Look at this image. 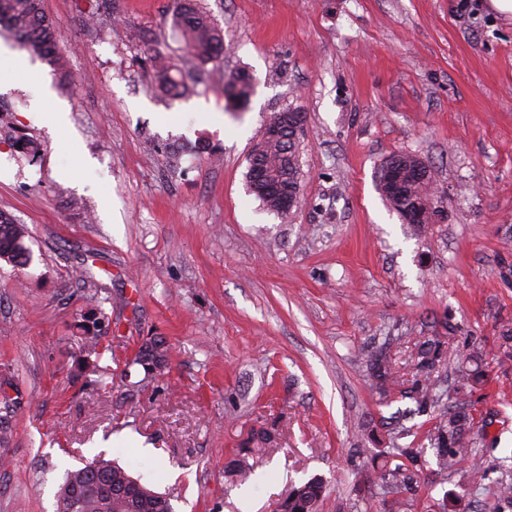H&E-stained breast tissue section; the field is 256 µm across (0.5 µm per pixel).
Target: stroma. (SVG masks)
<instances>
[{
	"instance_id": "35a3bbf8",
	"label": "stroma",
	"mask_w": 512,
	"mask_h": 512,
	"mask_svg": "<svg viewBox=\"0 0 512 512\" xmlns=\"http://www.w3.org/2000/svg\"><path fill=\"white\" fill-rule=\"evenodd\" d=\"M459 2L201 0L224 30L214 69L255 79L228 112L217 82L176 100L155 87L153 51L191 63L174 0H42L71 79L35 59L39 82L22 70L0 89V211L30 251L21 268L0 260V512H54L65 470L101 452L175 512H274L313 477L319 512H381L364 426L411 403L380 405L366 350L390 348L405 372L420 337L450 324L455 345L490 355L512 321V16ZM289 107L305 114L303 201L283 219L246 173ZM53 108L66 127L41 122ZM400 153L432 172L422 228L378 190ZM150 342L168 354L152 376L136 362ZM472 404L488 423L482 484L427 475L404 512L446 495L492 512L512 477V361ZM264 429L236 484L227 462Z\"/></svg>"
}]
</instances>
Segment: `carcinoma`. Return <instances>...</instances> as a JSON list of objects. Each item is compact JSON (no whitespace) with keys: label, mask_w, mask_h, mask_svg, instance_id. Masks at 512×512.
I'll use <instances>...</instances> for the list:
<instances>
[{"label":"carcinoma","mask_w":512,"mask_h":512,"mask_svg":"<svg viewBox=\"0 0 512 512\" xmlns=\"http://www.w3.org/2000/svg\"><path fill=\"white\" fill-rule=\"evenodd\" d=\"M0 28L12 33L21 48L57 68L61 56L57 49L55 29L42 10L41 0H0ZM175 36L183 43L185 51L203 65L224 53V31L211 16L204 11L198 0H178L173 24ZM153 79L158 89L172 98L188 92L182 72L161 52L151 56ZM254 78L247 70H240L224 79L223 94L225 109L237 111L244 108L253 93ZM286 138L271 144L260 164L271 171L278 182L300 180L297 166H283L285 157L297 158L298 140ZM426 184L410 186L406 195L387 198L393 211L401 215L419 197ZM27 228L0 212V258L16 266H24L29 260L25 245ZM449 342L443 336H431L415 344L410 355L412 379L405 378L395 366L394 359L386 348L380 346L365 355L367 370L375 389L383 401L396 395L409 399L415 404L413 414L427 415L429 427L423 440L435 449L436 474L445 477L468 468L469 478L478 483L485 479L483 461L475 451L474 430L477 427L475 411L469 409L470 397L475 390L485 384V370L482 368L483 353H465L457 361V383L450 391L438 393L431 382V375L447 360ZM497 352L503 361L512 360V327L503 326L497 337ZM166 360V350L154 344L142 351L138 364L146 370L159 368ZM394 422L380 418L379 425L392 427V439H403L413 434V427L404 421L406 414L393 416ZM251 452L248 442L239 449V458L230 461L226 469L235 476L247 478L250 473L245 456ZM423 449L409 443L396 449L400 463L389 466L383 452L370 453L371 467L377 470L384 494L396 496L417 490L423 474ZM86 482L83 494L85 501L77 512H110L112 496L104 493L109 487L137 485L140 498L136 512H173L170 498L158 496L156 491L140 483L116 460L100 454L82 468L68 470L57 495L56 512H69V494L73 486ZM325 485L319 478H311L301 485H293L288 494L278 503L277 512H317L324 499ZM494 512H507L512 509V480L498 481L494 493Z\"/></svg>","instance_id":"obj_1"}]
</instances>
